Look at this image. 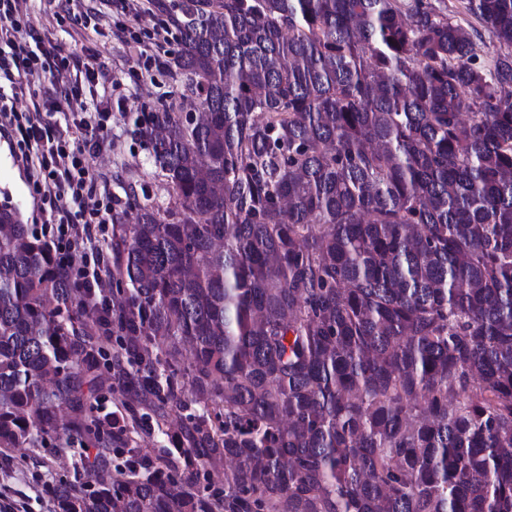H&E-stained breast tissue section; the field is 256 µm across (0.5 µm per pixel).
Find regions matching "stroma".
Masks as SVG:
<instances>
[{
  "label": "stroma",
  "instance_id": "1",
  "mask_svg": "<svg viewBox=\"0 0 512 512\" xmlns=\"http://www.w3.org/2000/svg\"><path fill=\"white\" fill-rule=\"evenodd\" d=\"M107 20L108 29L98 34L59 21L52 0H23L22 6L33 28L52 33L66 50L87 49L95 66L103 67L112 79V109L106 120L108 136L88 158L91 174L105 185L113 209H123L127 187H135L141 202L164 207L169 192L143 138L136 132L148 113L178 102L182 84L173 71L150 67L140 52L129 46L127 31L153 32L159 20L177 12L181 0H152L150 12L116 9L113 0H85ZM16 209L23 223L41 227L45 216L38 210L28 183V173L12 156L9 140L0 134V208ZM14 475L0 479V493L26 501L29 512H51L36 496L44 486V470L34 464L27 448L12 449Z\"/></svg>",
  "mask_w": 512,
  "mask_h": 512
}]
</instances>
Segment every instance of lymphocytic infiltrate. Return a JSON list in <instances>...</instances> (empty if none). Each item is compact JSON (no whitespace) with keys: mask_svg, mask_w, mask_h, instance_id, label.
I'll use <instances>...</instances> for the list:
<instances>
[{"mask_svg":"<svg viewBox=\"0 0 512 512\" xmlns=\"http://www.w3.org/2000/svg\"><path fill=\"white\" fill-rule=\"evenodd\" d=\"M45 74L52 88L31 108L17 107L24 94L22 76ZM106 74L91 63L88 52L64 50L57 39L34 31L20 0H0V117L1 129L11 139L15 160L29 172L32 192L50 207L57 262L67 269L79 288L101 281L99 270L75 264L73 250L83 224L112 221L111 204L88 168V157L100 141V126L88 125L80 114L86 109L84 85L105 81ZM78 130L75 139L59 130L61 119Z\"/></svg>","mask_w":512,"mask_h":512,"instance_id":"f902f5d3","label":"lymphocytic infiltrate"}]
</instances>
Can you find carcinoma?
Here are the masks:
<instances>
[{"label":"carcinoma","mask_w":512,"mask_h":512,"mask_svg":"<svg viewBox=\"0 0 512 512\" xmlns=\"http://www.w3.org/2000/svg\"><path fill=\"white\" fill-rule=\"evenodd\" d=\"M174 18L112 308L0 209V448L47 450L53 512H512V0Z\"/></svg>","instance_id":"carcinoma-1"}]
</instances>
